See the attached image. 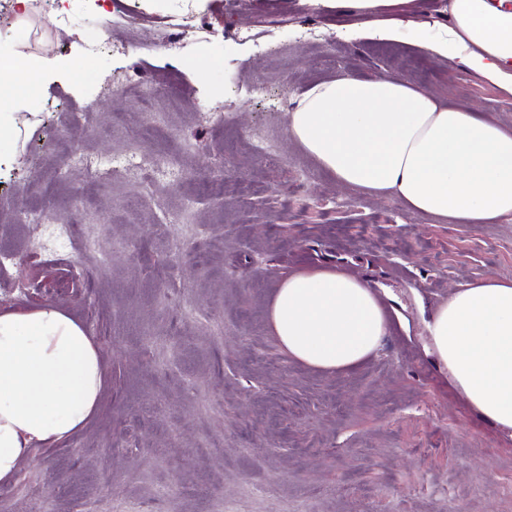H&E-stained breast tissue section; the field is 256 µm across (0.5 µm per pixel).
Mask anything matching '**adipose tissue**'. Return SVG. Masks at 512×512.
<instances>
[{"label": "adipose tissue", "mask_w": 512, "mask_h": 512, "mask_svg": "<svg viewBox=\"0 0 512 512\" xmlns=\"http://www.w3.org/2000/svg\"><path fill=\"white\" fill-rule=\"evenodd\" d=\"M410 0H321L370 16L363 37L405 41L459 61L512 97V0H448V25L427 36L389 17ZM288 139L337 184L399 198L409 213L448 224L512 215V127L378 75L315 84L287 113ZM268 326L295 362L349 372L370 359L390 320L369 279L340 266L282 276ZM431 355L486 419L512 431V278L455 289L429 324ZM106 372L95 336L58 305L0 310V487L32 449L66 443L100 410Z\"/></svg>", "instance_id": "adipose-tissue-1"}]
</instances>
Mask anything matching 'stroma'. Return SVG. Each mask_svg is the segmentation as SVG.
Here are the masks:
<instances>
[{
  "instance_id": "obj_1",
  "label": "stroma",
  "mask_w": 512,
  "mask_h": 512,
  "mask_svg": "<svg viewBox=\"0 0 512 512\" xmlns=\"http://www.w3.org/2000/svg\"><path fill=\"white\" fill-rule=\"evenodd\" d=\"M121 7L114 27L83 0H32L22 20L0 0V56L43 63L0 104L38 119L0 156V309L66 308L107 371L98 415L33 449L0 512H512V432L453 388L427 328L451 289L512 277V217L448 224L341 188L286 123L339 74L395 75L510 127L512 97L458 61L357 38L363 16L318 0ZM141 151L176 178L127 175ZM224 180L251 191L211 194ZM23 210L43 211L42 243ZM325 263L375 283L391 319L349 373L293 362L267 325L280 276Z\"/></svg>"
}]
</instances>
